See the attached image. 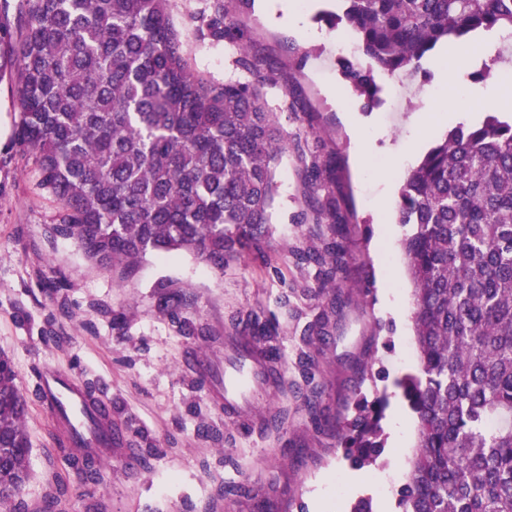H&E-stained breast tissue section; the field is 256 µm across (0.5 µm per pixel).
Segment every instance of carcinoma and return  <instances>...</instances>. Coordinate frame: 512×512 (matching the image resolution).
Wrapping results in <instances>:
<instances>
[{"label": "carcinoma", "instance_id": "cac0c4a2", "mask_svg": "<svg viewBox=\"0 0 512 512\" xmlns=\"http://www.w3.org/2000/svg\"><path fill=\"white\" fill-rule=\"evenodd\" d=\"M331 27L350 28L360 56L341 58L344 80L365 107L378 102L377 69L411 75L442 44H467L512 29V0H342ZM169 0H15L0 5V83L15 86L13 140L56 203L57 231L105 269L153 252H186L224 269L266 233L277 192L275 167L288 134L260 85L195 74ZM237 0H205L189 15L196 40L228 42L236 68L261 61L226 23ZM343 233L336 197L314 208ZM396 223L413 285L419 369L397 381L416 415L417 444L401 512H512V121L488 116L450 131L406 175ZM327 283L344 272L336 242L306 255ZM267 335L245 353L276 371ZM82 389L91 420L112 445V419L97 382ZM385 392L362 396L342 445L356 466L385 448ZM29 398L11 359L0 355V512L18 501L28 463ZM70 471L53 467L44 499L70 496L69 472L95 485L97 455L67 430L56 438Z\"/></svg>", "mask_w": 512, "mask_h": 512}]
</instances>
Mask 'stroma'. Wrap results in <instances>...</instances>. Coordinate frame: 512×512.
Wrapping results in <instances>:
<instances>
[{"label":"stroma","instance_id":"obj_1","mask_svg":"<svg viewBox=\"0 0 512 512\" xmlns=\"http://www.w3.org/2000/svg\"><path fill=\"white\" fill-rule=\"evenodd\" d=\"M311 9L300 30L258 15L242 0L234 21L263 66L236 70L223 45L196 41L188 15L200 0H170L190 67L207 78L262 82L271 107L289 101L279 120L288 150L277 164L272 222L261 250L244 248L215 271L186 253H150L127 269L107 271L88 260L53 221L56 204L34 188L31 166L18 159L12 138L17 99L0 83V353L13 361L16 383L27 394L42 369L98 381L112 409V458L94 486L47 510L44 491L51 473L44 457L57 426L32 398L26 427L30 465L20 497L29 512H206L227 483L240 486L224 512H349L358 499L396 502L387 480L403 484L417 440L415 416L405 411L401 431L383 419L387 436L369 482L353 488L357 473L341 445L342 426L358 394L387 390L390 407L401 406L398 379L418 371L412 312L413 286L401 248L406 232L395 221L399 188L407 171L435 144L416 140L419 117L437 87L434 59L424 64L406 111L391 109L394 75L375 71L379 103L364 108L343 80L336 40L345 29L319 22L339 11V0H306ZM488 53L460 65L458 86L471 92L473 124L488 115L484 99L500 85L496 76L473 79ZM367 128L374 152L356 162V137ZM336 169L328 184L349 222L337 242L347 259L341 300L330 305L319 293L323 280L307 252L329 240L328 225L315 224L307 209L313 160ZM170 293L185 294L178 312L163 309ZM264 325L275 335L281 385L253 386L247 402L224 398V376L242 360L231 344L236 334ZM371 364L372 376L359 369ZM319 393L311 416L305 396ZM288 412L284 429L261 431L275 411ZM142 430L152 444L150 467L128 474L121 458Z\"/></svg>","mask_w":512,"mask_h":512}]
</instances>
